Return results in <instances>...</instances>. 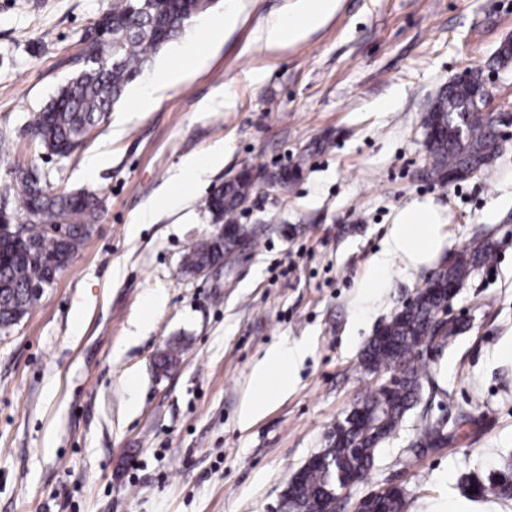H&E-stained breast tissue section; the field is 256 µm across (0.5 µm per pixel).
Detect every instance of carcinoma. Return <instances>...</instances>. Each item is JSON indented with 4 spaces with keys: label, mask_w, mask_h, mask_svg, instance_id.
Segmentation results:
<instances>
[{
    "label": "carcinoma",
    "mask_w": 512,
    "mask_h": 512,
    "mask_svg": "<svg viewBox=\"0 0 512 512\" xmlns=\"http://www.w3.org/2000/svg\"><path fill=\"white\" fill-rule=\"evenodd\" d=\"M213 0H112V8L103 14L106 26L90 45L96 61L81 69L57 92L53 100L29 124L38 148L47 156L66 157L81 146L89 132L98 127L122 97L125 88L150 63L152 56L176 39L189 19L206 11ZM484 73L472 70L465 80H453L442 90L424 118L428 134L424 142L430 160L428 174L441 186L474 164L481 172H491L484 162L496 143L497 135L486 116L471 108L470 90ZM467 115L468 133L460 138L448 115ZM253 189L250 176L224 184L207 201L214 220L236 226L243 203ZM21 192L25 223L24 239L34 244L38 255L22 249L4 252L0 261V325L12 323L36 305L41 295L27 288L56 275L51 269L59 248L75 254L97 219L100 200L85 190L50 189L48 181L35 168L19 169L13 181L0 186V199ZM69 231L66 241L49 234L55 226ZM224 254V239L213 237L197 242L184 255L183 271L189 274ZM492 247L478 243L436 271L443 284L465 282L471 269L488 264L494 258ZM442 298L425 294L420 302L395 314L378 336L366 343L360 365L369 373L402 369L396 388L386 400V408L375 414L377 393L359 403L363 416L353 415L341 429H333L322 451L329 463H309L292 478L290 489L282 496L280 512H330L339 476L361 483L374 464L380 445L402 424L406 413L417 403L422 380L428 377L424 351L433 344L428 325L437 314ZM448 443L446 428L437 422L425 424L413 446L419 451ZM469 498L474 501L512 500V483L494 478L468 483ZM406 496L397 491L382 504L383 512H405Z\"/></svg>",
    "instance_id": "carcinoma-1"
}]
</instances>
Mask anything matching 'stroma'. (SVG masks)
<instances>
[{
    "mask_svg": "<svg viewBox=\"0 0 512 512\" xmlns=\"http://www.w3.org/2000/svg\"><path fill=\"white\" fill-rule=\"evenodd\" d=\"M290 2L215 0L83 146L49 158L31 115L112 0H0V183L34 166L104 199L91 236L0 334V512H273L382 381L361 350L431 272L393 275L374 315L358 309L359 286L397 210L427 199L443 209L448 254L489 239L496 257L454 299L467 326L427 356L418 403L348 499L395 479L406 512H512L466 489L512 456V147L490 174L443 187L423 136L439 90L512 35V0H341L307 39L264 46L261 29ZM163 69L169 89L141 101ZM218 147L221 166L177 180L186 158ZM297 163L293 185H255L240 216L263 225L260 243L208 278L182 275L187 250L219 230L206 207L216 186L245 166ZM284 340L307 345L294 385L242 428L252 367ZM173 347L177 364L159 371ZM438 418L448 444L408 460Z\"/></svg>",
    "mask_w": 512,
    "mask_h": 512,
    "instance_id": "stroma-1",
    "label": "stroma"
}]
</instances>
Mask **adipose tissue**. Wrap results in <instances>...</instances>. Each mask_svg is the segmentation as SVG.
<instances>
[{
  "label": "adipose tissue",
  "mask_w": 512,
  "mask_h": 512,
  "mask_svg": "<svg viewBox=\"0 0 512 512\" xmlns=\"http://www.w3.org/2000/svg\"><path fill=\"white\" fill-rule=\"evenodd\" d=\"M339 3L340 0H292L287 17L271 20L262 30L260 40L268 47L304 40L336 13ZM448 245V226L440 206L427 200L400 209L362 278V304L374 308L391 284L392 269H399L406 276L418 273L432 266ZM305 351V344L284 342L272 347L254 365L252 377L259 394L243 402L242 426H250L276 399L287 394L290 374Z\"/></svg>",
  "instance_id": "obj_1"
}]
</instances>
